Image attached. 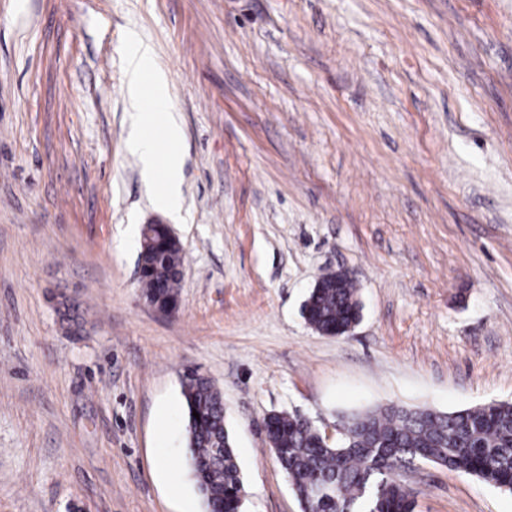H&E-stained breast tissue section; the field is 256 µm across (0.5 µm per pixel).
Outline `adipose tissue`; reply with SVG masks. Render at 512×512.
Returning a JSON list of instances; mask_svg holds the SVG:
<instances>
[{
  "label": "adipose tissue",
  "instance_id": "1",
  "mask_svg": "<svg viewBox=\"0 0 512 512\" xmlns=\"http://www.w3.org/2000/svg\"><path fill=\"white\" fill-rule=\"evenodd\" d=\"M126 96L131 113V153L144 176L158 188L161 207L176 209L181 195L179 147L182 138L169 100L166 74L154 68L153 51L137 34L128 36Z\"/></svg>",
  "mask_w": 512,
  "mask_h": 512
}]
</instances>
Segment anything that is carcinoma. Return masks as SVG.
<instances>
[{"instance_id": "carcinoma-1", "label": "carcinoma", "mask_w": 512, "mask_h": 512, "mask_svg": "<svg viewBox=\"0 0 512 512\" xmlns=\"http://www.w3.org/2000/svg\"><path fill=\"white\" fill-rule=\"evenodd\" d=\"M140 245V288L161 309L178 307L184 263L166 224L149 226ZM347 276L311 290L303 316L316 332L342 336L360 316ZM187 449L207 512H241L243 481L212 382L183 375ZM199 417H194L193 413ZM267 439L302 512H414L406 469L430 462L512 492V403L491 402L454 412L395 404L343 414L344 434L327 445L310 420L295 413L266 417Z\"/></svg>"}]
</instances>
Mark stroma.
<instances>
[{
	"label": "stroma",
	"instance_id": "35a3bbf8",
	"mask_svg": "<svg viewBox=\"0 0 512 512\" xmlns=\"http://www.w3.org/2000/svg\"><path fill=\"white\" fill-rule=\"evenodd\" d=\"M132 31L182 128L175 215L126 147ZM156 219L170 316L136 276ZM330 269L362 302L338 337L301 313ZM189 369L243 512H302L271 412L512 402V0H0V512H205ZM407 484L415 512H512L429 462ZM148 224L150 235L140 244L137 266L140 288L153 305L161 309L177 308L182 268L181 245L172 238L167 224L153 221ZM182 395L188 454L207 511L242 512L243 481L225 427L220 391L209 379L190 371L183 375Z\"/></svg>",
	"mask_w": 512,
	"mask_h": 512
}]
</instances>
